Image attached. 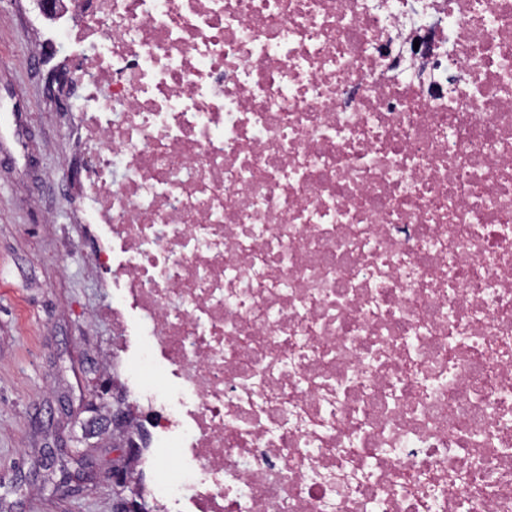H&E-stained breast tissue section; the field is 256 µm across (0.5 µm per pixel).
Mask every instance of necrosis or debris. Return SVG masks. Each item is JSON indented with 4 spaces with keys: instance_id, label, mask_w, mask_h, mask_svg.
Listing matches in <instances>:
<instances>
[{
    "instance_id": "1",
    "label": "necrosis or debris",
    "mask_w": 512,
    "mask_h": 512,
    "mask_svg": "<svg viewBox=\"0 0 512 512\" xmlns=\"http://www.w3.org/2000/svg\"><path fill=\"white\" fill-rule=\"evenodd\" d=\"M77 2L161 512H512V0Z\"/></svg>"
}]
</instances>
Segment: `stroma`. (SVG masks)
I'll list each match as a JSON object with an SVG mask.
<instances>
[{"label":"stroma","mask_w":512,"mask_h":512,"mask_svg":"<svg viewBox=\"0 0 512 512\" xmlns=\"http://www.w3.org/2000/svg\"><path fill=\"white\" fill-rule=\"evenodd\" d=\"M32 7L0 0V512H116L135 493L109 477L136 456L97 429L115 338L68 174L73 104L51 92L69 41L33 59Z\"/></svg>","instance_id":"stroma-1"}]
</instances>
